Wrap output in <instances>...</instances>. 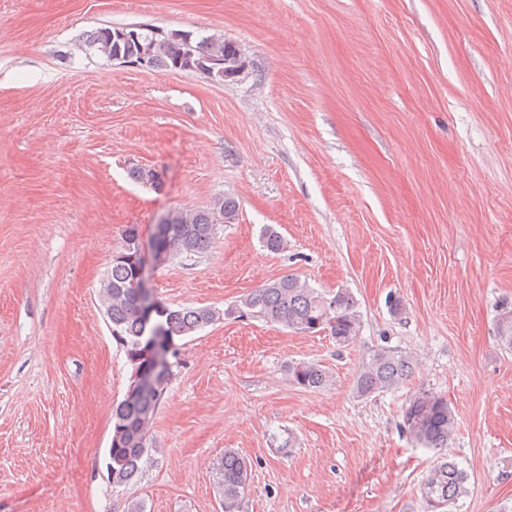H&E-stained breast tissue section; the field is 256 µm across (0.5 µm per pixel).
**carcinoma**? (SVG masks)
I'll return each instance as SVG.
<instances>
[{
    "instance_id": "obj_1",
    "label": "carcinoma",
    "mask_w": 512,
    "mask_h": 512,
    "mask_svg": "<svg viewBox=\"0 0 512 512\" xmlns=\"http://www.w3.org/2000/svg\"><path fill=\"white\" fill-rule=\"evenodd\" d=\"M87 44L121 63L194 72L206 66L212 70L206 78L216 82L236 78L247 65L240 45L232 40L212 37L195 42L187 33L173 38L170 32L155 28L141 32L100 27L90 34ZM237 214V202L231 196L218 200L210 209L175 211L168 215L158 243L171 259L201 253L212 244L217 221H234ZM261 243L271 253L287 248L285 239L272 226L263 229ZM100 297L112 337L125 348L133 375L150 373L166 362L176 340L231 314L229 310L221 312L211 307L171 308L158 300L159 316L145 324L141 311L150 297L143 293L139 261L124 248L112 257L100 281ZM238 307L247 315L297 333L327 329L340 344L350 342L359 332L360 314L349 291L338 290L329 298L292 275L254 290L240 300ZM497 331L502 345L512 350V310L500 314ZM413 369L410 356L380 350L358 369L353 392L362 400L377 397L397 389ZM288 377L304 389H320L329 383L328 372L313 362L288 363ZM164 393L163 386L135 391L112 410V448L108 449L106 463L112 485L129 486L141 473L151 447L152 420ZM404 426L421 447L440 450L448 447L452 439L455 416L446 400L421 393L406 407ZM249 478L248 463L235 451L226 450L219 480L224 512H240ZM466 481L467 475L454 463L436 462L422 487L431 512H444L462 494Z\"/></svg>"
}]
</instances>
